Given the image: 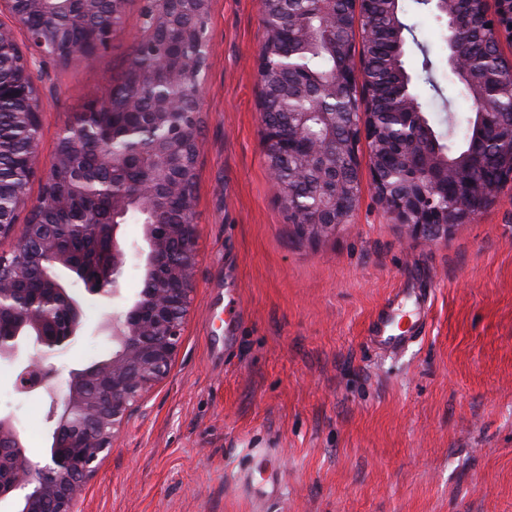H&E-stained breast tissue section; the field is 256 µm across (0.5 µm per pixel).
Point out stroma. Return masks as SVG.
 Instances as JSON below:
<instances>
[{"label": "stroma", "mask_w": 512, "mask_h": 512, "mask_svg": "<svg viewBox=\"0 0 512 512\" xmlns=\"http://www.w3.org/2000/svg\"><path fill=\"white\" fill-rule=\"evenodd\" d=\"M141 0L90 62L38 68L46 102L37 203L65 123L128 68ZM446 91L445 24L405 4ZM200 87L195 290L167 376L122 424L75 512H512V183L448 240L412 237L363 185L349 223L296 237L274 199L262 142L260 0H212ZM131 261L120 297L72 293L84 330L59 354V383L109 356L101 322L141 289ZM430 293L424 337L374 349L369 324L399 289ZM0 364V413L44 464L40 405Z\"/></svg>", "instance_id": "stroma-1"}]
</instances>
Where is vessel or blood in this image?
<instances>
[{"instance_id": "1", "label": "vessel or blood", "mask_w": 512, "mask_h": 512, "mask_svg": "<svg viewBox=\"0 0 512 512\" xmlns=\"http://www.w3.org/2000/svg\"><path fill=\"white\" fill-rule=\"evenodd\" d=\"M429 301L428 293L422 290L413 293L405 288L397 292L370 324V343L393 353L408 348L424 332Z\"/></svg>"}]
</instances>
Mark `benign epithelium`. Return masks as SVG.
<instances>
[{"label": "benign epithelium", "mask_w": 512, "mask_h": 512, "mask_svg": "<svg viewBox=\"0 0 512 512\" xmlns=\"http://www.w3.org/2000/svg\"><path fill=\"white\" fill-rule=\"evenodd\" d=\"M149 17L141 18L139 40L158 48L151 69L132 74L135 85L153 86L172 83L178 87L174 97L155 96L151 112H137L133 98L116 104L107 98L94 102L67 123V128L98 124L102 118H112L107 134L95 141L94 153L100 171L115 172L128 163L136 165L138 176L133 180H102L85 168L83 159L88 145L72 136L58 146L50 164L44 192L38 205L29 209L22 232L32 235L45 210L81 205L78 212L83 224L98 223L96 201L107 198L114 219L136 206L151 216L160 212L171 198L181 200L186 212L195 213L194 175L197 170L200 141L191 135L194 109L199 103L200 88L188 90L186 78L197 69L193 60L166 52L170 34L182 27L186 16H207L211 0H150ZM98 0H0V11L8 13L10 22L0 21V104L8 103L19 119L29 127L40 129L45 102L41 95L35 54L51 56L55 62L77 65L95 57L110 45L116 28L94 25L90 17ZM324 23L338 32H345L350 23H359L368 14L374 0H348L345 11L336 9V0H319ZM480 15L491 26L496 42L512 39V0H477ZM61 13L48 26L34 27L30 23L35 13ZM25 33L27 46H22L16 31ZM342 60L323 82V89L339 102H349V112L356 115L350 141H336V112H287L282 119H273L261 112L262 137L267 164L272 178L276 201L288 215L297 234L308 240L331 236L347 223L355 209L349 174L359 173L358 145L365 142L368 156L379 145V132L374 121L373 93L354 99L350 93L356 75L351 65L354 48L347 42L339 45ZM448 67L464 78H470L465 62L456 55L453 41H448ZM478 93L485 108L477 115V124L494 122L502 145L503 172L501 181L487 189H476L461 180L463 166L446 159L431 160L417 157L408 162L391 184L380 165L369 161L371 186L384 212L401 225L411 237L436 242L448 239L454 228L474 219L499 196L502 186L512 182V118H496L493 110L495 92L482 88ZM403 94L400 115L405 126L418 129L421 114L412 99ZM318 116L323 135L308 132V121ZM165 125L168 138L163 142L134 140L141 126ZM118 138L130 139V148L122 156L112 151ZM297 165L300 179L314 177L321 185L317 202L308 208L292 199L288 181L282 171ZM38 169L37 143H32L27 156L20 159L13 172L0 176V196L11 197L13 207L0 211V236L15 231L17 212L27 206L25 190ZM457 183L460 197L477 195L481 204L461 206L456 215L440 208L436 198L448 197V181ZM119 224L99 226L100 235L112 252V266L105 276L85 281L89 292L118 297L128 254L118 238ZM148 251L144 257V276L148 288L122 313L112 316V322L101 329L112 331V357L89 369L73 371L67 381L64 399L58 414L61 426L54 435L48 462L42 466L20 464L11 482L0 488V497L21 492L15 512H74V503L83 493L87 481L96 473L101 460L112 449L123 422L146 393L169 371L181 344L185 317L192 301L197 265V233L194 221L169 224L158 230L155 224L144 225ZM182 243L185 260L178 266H163L171 241ZM35 260H50L44 271L45 292L28 304L20 316L39 352L19 367L16 390L30 393L53 387L57 369L52 360L75 339L82 325V309L54 278L57 269L82 273L72 254L51 236L38 238V244L26 248ZM21 273L17 263L0 255L1 300L16 288ZM20 344L15 336H0V360H17ZM16 451L23 447L20 432L8 415L0 416V442Z\"/></svg>", "instance_id": "obj_1"}]
</instances>
